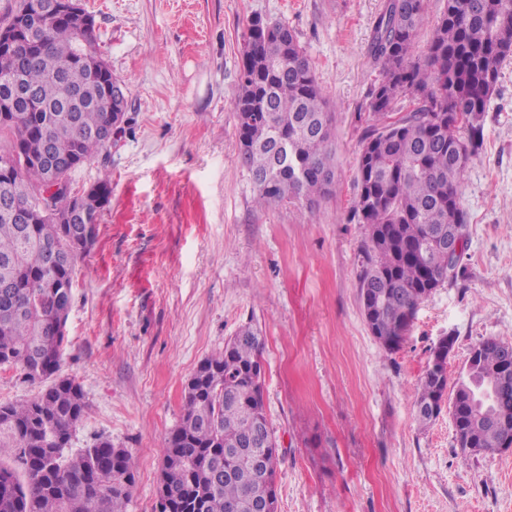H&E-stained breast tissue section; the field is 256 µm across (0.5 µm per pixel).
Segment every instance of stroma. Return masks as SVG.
I'll use <instances>...</instances> for the list:
<instances>
[{"mask_svg": "<svg viewBox=\"0 0 512 512\" xmlns=\"http://www.w3.org/2000/svg\"><path fill=\"white\" fill-rule=\"evenodd\" d=\"M129 125L72 176L112 198L76 267L61 376L87 411L72 449L110 439L155 512L161 449L183 389L238 328L264 337L263 396L278 439V512H512V451L461 453L448 413L419 426L417 385L440 338L448 376L471 348L512 342V57L461 186L465 273L418 307L395 353L361 312L366 238L351 209L379 71L367 54L385 0H81ZM294 31L334 112L333 192L312 206L255 203L233 106L252 18Z\"/></svg>", "mask_w": 512, "mask_h": 512, "instance_id": "obj_1", "label": "stroma"}]
</instances>
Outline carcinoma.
I'll list each match as a JSON object with an SVG mask.
<instances>
[{
  "label": "carcinoma",
  "instance_id": "1",
  "mask_svg": "<svg viewBox=\"0 0 512 512\" xmlns=\"http://www.w3.org/2000/svg\"><path fill=\"white\" fill-rule=\"evenodd\" d=\"M46 11L42 31L26 24L33 4ZM52 0H17L0 29L29 43L15 59L0 51V367L38 385L24 402L0 403V512H127L135 484L131 454L99 438L74 455L65 451L87 409L82 388L57 375L67 343L66 321L78 261V228L99 221L110 203L107 179L75 212L70 192L50 191L39 164L47 145L67 163L61 178L111 146L100 131L112 107L97 93L99 79L118 83L91 50L94 28L57 17ZM424 22L423 0H386L368 45L380 79L367 93L369 121L358 160L353 205L366 225L358 272L362 313L389 353L408 336L416 310L436 288L464 273L459 254L448 265V226H467L460 186L483 139V116L512 56V0H446L427 51L414 52ZM238 139L256 204L313 202L332 193V111L304 48L283 22L251 21L243 39ZM411 109L394 118L395 105ZM462 115L458 124L448 112ZM264 341L242 326L224 351L203 361L183 391L178 425L163 449L157 512H261L277 498L279 444L263 399ZM419 380L416 421L425 427L442 412L448 344L440 339ZM481 361L467 364L457 391V429L478 454L512 443V375L498 374L512 353L488 338ZM493 390L492 407L505 424L478 423L469 409L474 387ZM232 466L234 476L224 475Z\"/></svg>",
  "mask_w": 512,
  "mask_h": 512
}]
</instances>
